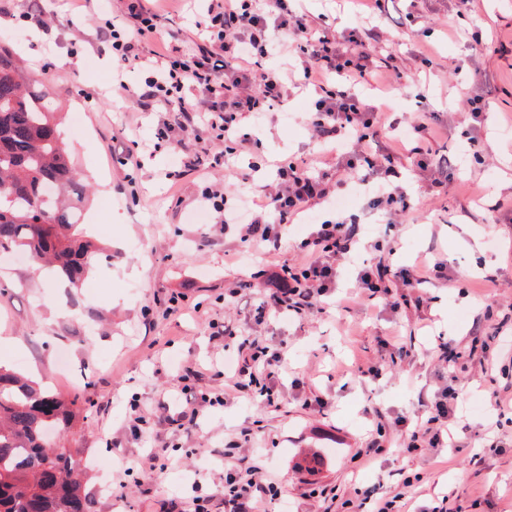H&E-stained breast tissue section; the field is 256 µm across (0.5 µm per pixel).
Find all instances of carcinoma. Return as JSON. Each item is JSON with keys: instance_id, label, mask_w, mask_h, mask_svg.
Returning <instances> with one entry per match:
<instances>
[{"instance_id": "obj_1", "label": "carcinoma", "mask_w": 512, "mask_h": 512, "mask_svg": "<svg viewBox=\"0 0 512 512\" xmlns=\"http://www.w3.org/2000/svg\"><path fill=\"white\" fill-rule=\"evenodd\" d=\"M59 124L44 74L0 46V251L49 263L77 288L101 248L80 224L87 187ZM75 417L49 385L0 366V512H90L71 453L51 440Z\"/></svg>"}]
</instances>
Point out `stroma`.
Returning a JSON list of instances; mask_svg holds the SVG:
<instances>
[{
    "label": "stroma",
    "instance_id": "stroma-1",
    "mask_svg": "<svg viewBox=\"0 0 512 512\" xmlns=\"http://www.w3.org/2000/svg\"><path fill=\"white\" fill-rule=\"evenodd\" d=\"M105 2L89 14L70 12L67 0H0V46L61 80L60 130L70 161L80 176L92 168L101 176L90 184L82 222L107 251L81 287L0 253V337L15 343L5 364L74 402L76 418L60 445L96 494L92 512H194L200 499L208 512H224V466L241 458L279 484V496L262 501V512H346L354 482L380 483L392 496L407 476L416 480L414 501L423 512L448 493L468 512H512V419H497L490 406L492 395L512 396V321L503 319L512 306L485 282L491 274L512 283V223L496 221L497 209L512 210V0H475L463 18L454 0H418L414 9L391 0L383 20L366 0H301L309 20L340 30L380 25L400 76L391 86L373 78L363 86L377 111L406 119L434 111L447 125L430 146L457 162L455 181L434 197L418 181L407 182L419 206L402 225L380 224L364 186L347 189L348 209L361 215L370 242L359 261L402 266L432 258L446 276L422 285L420 309L397 312L381 299L350 297L357 269L345 263L324 312L261 326L249 317L255 296L233 291L242 280L260 284L273 258L204 205L203 191L223 182V169L203 179L174 151H153L158 113L135 110L125 90L112 85V51L99 29L118 13L116 0ZM156 9L158 28L180 53H191L203 31L202 0H181L175 10L158 0ZM39 12L53 25L37 43L29 16ZM472 32L483 45L476 58ZM424 46L437 59L434 67L418 58ZM267 64L288 73L296 88L286 104L241 118L246 139L235 156L253 172L230 185L240 213L248 197H261L278 163L308 164L335 181L346 176L335 153L319 152L310 137L304 117L313 95L301 86L295 60L278 53ZM487 87L492 95L480 122L463 120L459 101ZM471 135L477 147L469 146ZM477 319L502 329L491 344L488 376L479 375L469 354ZM213 322L232 324L235 336L212 337ZM246 336L285 353L278 407L224 390V360L237 356ZM384 337L394 346L381 347ZM448 339L460 353L458 446L403 453L393 422L443 387L437 346ZM315 397L328 401L324 415L306 408ZM190 405L196 425H179ZM244 428L249 438L241 437ZM474 431L484 434L485 448L471 447ZM376 437L386 453L361 462Z\"/></svg>",
    "mask_w": 512,
    "mask_h": 512
}]
</instances>
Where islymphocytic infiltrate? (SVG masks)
Returning a JSON list of instances; mask_svg holds the SVG:
<instances>
[{
	"label": "lymphocytic infiltrate",
	"instance_id": "obj_1",
	"mask_svg": "<svg viewBox=\"0 0 512 512\" xmlns=\"http://www.w3.org/2000/svg\"><path fill=\"white\" fill-rule=\"evenodd\" d=\"M148 2L126 0L133 29L109 23L102 30L117 74L141 65L142 43L158 40V14ZM206 15L208 35L194 52L180 59L163 54L161 65L150 67L148 77L131 93L139 110L175 115V122L165 123L164 129L184 168L204 173L210 167L191 150L189 139L214 133L234 140L243 113L268 112L287 101L288 80L266 64L269 55L285 47L299 59L305 84L316 89L317 98L305 117L314 141L324 148H341L342 164L367 188L370 209L379 211L386 223H397L412 210L410 195L394 181L395 151L378 145L381 135L397 131L400 123L383 118L360 93L374 72L393 69V55L379 53V33L344 32L329 24L310 26L289 0H210ZM331 75L340 79L333 88L327 84ZM191 89L198 92V99L188 98ZM436 118V113L420 112L411 120L410 153L419 179L439 194L447 191L457 167L447 156H433L425 141ZM341 195V190L331 188L326 173L280 163L262 203L246 222L243 237L260 244L266 254H281L288 224ZM365 246L363 230L354 218L312 222L297 248V259L267 270L266 286L253 310L255 321L279 316L298 319L319 308L336 291L338 262L350 260ZM438 273V267L427 264L396 269L365 265L357 273L356 291L372 300L385 299L395 310L418 308L424 303L420 286ZM241 346L248 355L225 367V382L241 391L251 386L256 373H264L267 382L259 395L265 403L277 404L276 377L285 360L283 352L256 340H243ZM455 398V388H447L434 401L421 404L415 417L396 418L405 452L417 451L425 441L438 446L453 439L449 424L456 416ZM274 491V483L225 472L224 512H257L258 503Z\"/></svg>",
	"mask_w": 512,
	"mask_h": 512
}]
</instances>
